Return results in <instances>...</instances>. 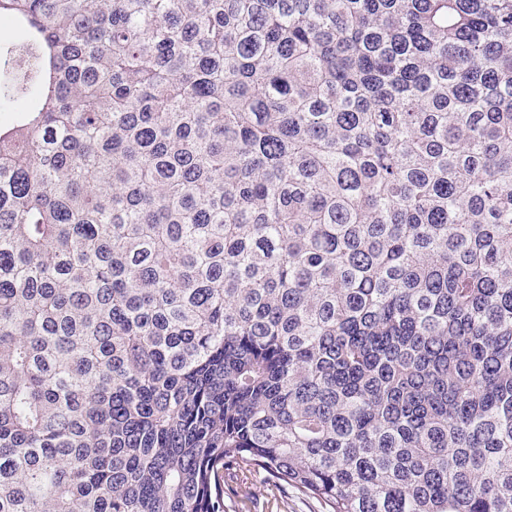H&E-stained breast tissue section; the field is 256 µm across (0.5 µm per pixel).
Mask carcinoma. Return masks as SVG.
<instances>
[{
  "label": "carcinoma",
  "mask_w": 512,
  "mask_h": 512,
  "mask_svg": "<svg viewBox=\"0 0 512 512\" xmlns=\"http://www.w3.org/2000/svg\"><path fill=\"white\" fill-rule=\"evenodd\" d=\"M0 512H512V0H0ZM224 512H325V509L315 499L291 487L271 490L262 475H254L243 482L228 479L224 484Z\"/></svg>",
  "instance_id": "1"
}]
</instances>
